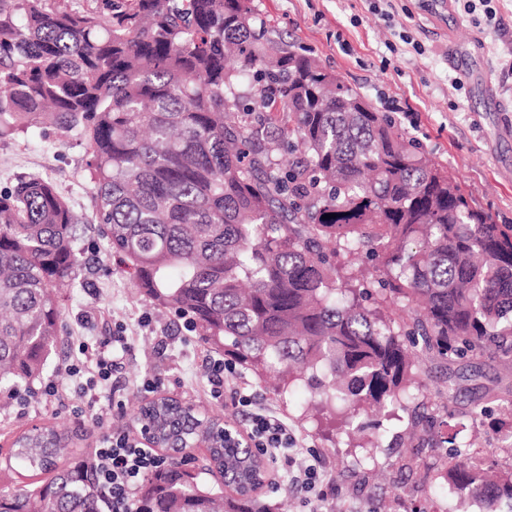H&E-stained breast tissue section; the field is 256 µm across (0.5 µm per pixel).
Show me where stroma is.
Returning a JSON list of instances; mask_svg holds the SVG:
<instances>
[{
  "label": "stroma",
  "mask_w": 512,
  "mask_h": 512,
  "mask_svg": "<svg viewBox=\"0 0 512 512\" xmlns=\"http://www.w3.org/2000/svg\"><path fill=\"white\" fill-rule=\"evenodd\" d=\"M259 19L272 38L310 55L339 74L376 109L387 113L454 175L498 224H512V0H496L495 27L477 24L462 0H254ZM85 143L77 134L55 131L22 134L0 141V189L26 173L50 179L84 223L75 248L84 260L76 284L60 291L62 339L47 371L30 390L12 393L0 387V461L9 456L15 437L46 423L81 433L75 455L95 448L104 435L129 431L131 418L146 395L144 378L156 379L157 395L173 396L230 422L242 416L230 399L206 392L207 352L186 323L157 309L140 295L133 274L108 248L91 212ZM127 337L130 349L112 377L124 407L95 424L97 403L78 380L64 374L77 340ZM427 404H444L453 388L457 408L484 399L512 384V373L496 359L422 358L418 364ZM257 404L287 421L296 438L291 455L322 460L324 500L293 490L286 474L268 471L260 499L270 512H452L454 490L440 478L406 471L410 459L434 461L442 448L409 440V410L361 416L376 427V447L363 446L344 424L308 409L303 393L280 395L271 382L241 372ZM60 384L67 406L46 397V383Z\"/></svg>",
  "instance_id": "35a3bbf8"
}]
</instances>
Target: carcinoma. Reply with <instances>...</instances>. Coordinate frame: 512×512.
Returning a JSON list of instances; mask_svg holds the SVG:
<instances>
[{"instance_id":"cac0c4a2","label":"carcinoma","mask_w":512,"mask_h":512,"mask_svg":"<svg viewBox=\"0 0 512 512\" xmlns=\"http://www.w3.org/2000/svg\"><path fill=\"white\" fill-rule=\"evenodd\" d=\"M252 0H0V139L35 129L86 145L93 210L155 306L277 391L299 381L346 420L408 403L415 357L512 367V224L313 57L269 36ZM333 218L325 219L323 215ZM75 215L40 174L0 190V385L40 379L61 332L59 288L82 265ZM374 265L354 274L339 254ZM448 404L422 402L408 437L434 441ZM134 419L157 444L204 445L230 488L179 466L147 477L138 512H269L265 464L219 420L160 397ZM53 424L16 463L46 479L0 487V512H104L91 463ZM441 477L481 512L512 503V443L449 454Z\"/></svg>"}]
</instances>
